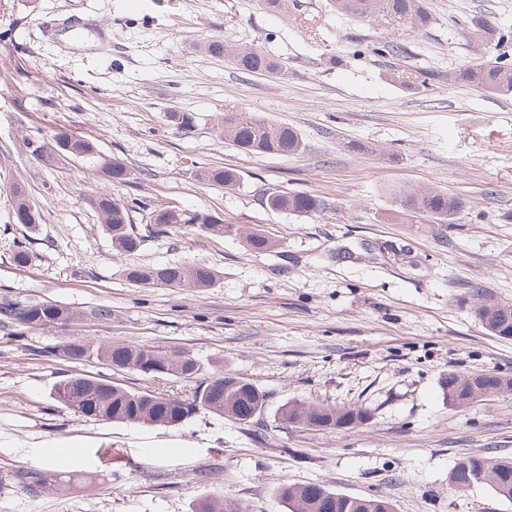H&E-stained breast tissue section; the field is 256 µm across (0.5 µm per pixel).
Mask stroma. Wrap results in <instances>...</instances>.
Instances as JSON below:
<instances>
[{"label": "stroma", "mask_w": 512, "mask_h": 512, "mask_svg": "<svg viewBox=\"0 0 512 512\" xmlns=\"http://www.w3.org/2000/svg\"><path fill=\"white\" fill-rule=\"evenodd\" d=\"M428 27L398 35L336 13L331 0H0V297L56 302L105 321L34 331L0 326V512H195L207 498L241 512H286L278 487L317 483L351 496H383L396 512H512L486 485L458 491L448 473L468 454L512 456V392L466 407L448 403V371L512 376V339L475 319L471 287L512 303V96L468 86L476 48L472 16L512 31V0H426ZM85 19L90 31L61 45L46 22ZM399 36L400 56L371 46ZM211 39L260 47L283 66L264 76L203 53ZM438 72L422 85L421 74ZM196 118L192 130L172 121ZM293 127L294 155L247 154L219 138L224 113ZM61 130L93 139L131 170L110 184L81 161L46 165L32 147ZM213 167L238 171L232 190L204 183ZM39 209L12 219V184ZM441 189L462 208L452 223H411L396 190ZM111 188L148 208H201L232 225L209 235L181 226L134 254L112 248L88 203ZM274 190L316 194L305 218L274 212ZM262 230L275 251L249 252L241 233ZM27 250L32 261L17 266ZM203 263L213 288L137 287L133 265ZM76 341L145 345L195 359L201 377L230 372L268 395L254 422L205 411L183 425L102 423L53 396L73 375L130 388L161 387L136 371L70 361L52 347ZM370 408L351 429L279 421L288 401ZM70 449L51 489L30 487L44 469L41 443Z\"/></svg>", "instance_id": "obj_1"}]
</instances>
